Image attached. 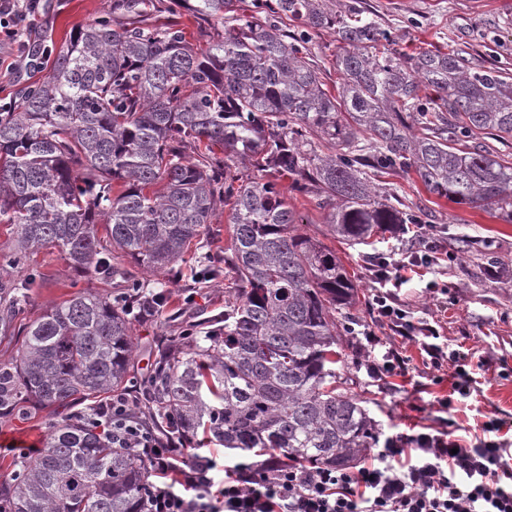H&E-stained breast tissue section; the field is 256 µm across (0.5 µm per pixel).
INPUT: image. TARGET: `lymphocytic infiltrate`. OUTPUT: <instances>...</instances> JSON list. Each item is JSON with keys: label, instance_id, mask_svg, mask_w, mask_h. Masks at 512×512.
Masks as SVG:
<instances>
[{"label": "lymphocytic infiltrate", "instance_id": "obj_1", "mask_svg": "<svg viewBox=\"0 0 512 512\" xmlns=\"http://www.w3.org/2000/svg\"><path fill=\"white\" fill-rule=\"evenodd\" d=\"M41 0H0V44L26 58L29 44L24 23ZM450 252L430 238L408 248L405 260L382 259L372 268V310L379 331H367L370 348L380 351L370 370L378 377H413L418 365L442 369L452 362L451 396L436 399L440 411L454 408L455 395L471 392L466 369L470 353L446 351L436 326L413 318L395 292L413 268L439 269ZM417 344L421 364L396 345H384L380 333ZM129 398L100 402L94 421L114 443L134 451L153 479L144 512H512V451L505 434L512 417L491 416L481 423L475 443L453 432H421L389 438L373 458L356 471L299 464L237 463L215 480L213 457L190 454L184 441L142 426L131 416Z\"/></svg>", "mask_w": 512, "mask_h": 512}]
</instances>
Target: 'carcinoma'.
<instances>
[{
    "mask_svg": "<svg viewBox=\"0 0 512 512\" xmlns=\"http://www.w3.org/2000/svg\"><path fill=\"white\" fill-rule=\"evenodd\" d=\"M107 0L58 50L48 75L0 112V335L24 314L10 269L56 249L75 269L111 272L112 252L151 274L175 271L190 242L230 207L224 313L203 336H168L141 388L140 414L181 435L306 466L348 469L377 443L373 419L336 387L340 322L356 285L336 252L300 232L289 192L313 196L328 231L351 244L422 218L382 197L379 173L414 172L426 191L512 223V73L465 52L414 55L363 0ZM224 31L198 53L181 11ZM302 22L290 35L281 18ZM331 31L339 97L322 88L310 31ZM122 190L113 194V183ZM162 188L148 192L155 185ZM126 304L90 290L23 324L0 365V410L59 407L127 391ZM92 414L54 420L39 456L0 484L3 512H141L145 463L115 448Z\"/></svg>",
    "mask_w": 512,
    "mask_h": 512,
    "instance_id": "carcinoma-1",
    "label": "carcinoma"
}]
</instances>
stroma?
<instances>
[{
	"mask_svg": "<svg viewBox=\"0 0 512 512\" xmlns=\"http://www.w3.org/2000/svg\"><path fill=\"white\" fill-rule=\"evenodd\" d=\"M53 2L54 10L33 19L30 38L54 50L75 28L92 22L104 4V0ZM366 5L391 28L399 47L409 51L462 49L479 65L512 68V0H366ZM309 47L325 90L337 94L340 76L335 36L327 32L311 34ZM375 183L382 193L398 195L404 210L427 214L430 225L447 236L449 245L461 240L470 243L468 251L439 277L448 286L447 297H429L425 286L431 276L423 270L409 274L407 282L397 289L399 297L409 303L416 317L436 322L450 348L469 349L476 362L487 358L494 368L502 366L512 372V223L430 195L412 173H382ZM288 202L301 216L303 231L335 250L357 285L356 301L340 312L339 321L347 325L354 319L368 320L371 284L367 263L374 257L402 252L411 241L410 235L380 234L365 245L340 242L328 234L324 214L314 199L292 195ZM228 215L227 207H219L214 224L192 242L190 261L182 264L178 281L166 289L168 306L162 316L133 321L132 380H141L150 373L162 337L180 335L191 322L204 328L211 317L223 312L224 271L211 268L208 256L224 250ZM488 250L495 253V264H487L484 259ZM113 264L116 275L101 277L75 272L55 252L44 249L28 254L13 274L22 280L36 270L42 275V283L33 293L26 319H34L46 307L81 290L114 299L126 293L130 280L139 278L148 289H155V277L144 276L129 259L117 258ZM341 349L345 360L339 369L343 386L364 401L381 437L411 433L416 425L440 430L452 424L471 433L484 414L499 409L512 415V376L493 380L491 370L475 363L469 372L479 384L478 392L460 399L454 413L446 414L433 408L431 402L434 396L448 394L449 383L432 384L424 371L410 380L398 377L391 383L380 381L368 375L358 337L343 333ZM85 408V402L74 401L63 408L15 414L1 421L0 483L10 479L18 449L41 447L50 421L77 415Z\"/></svg>",
	"mask_w": 512,
	"mask_h": 512,
	"instance_id": "1",
	"label": "stroma"
}]
</instances>
